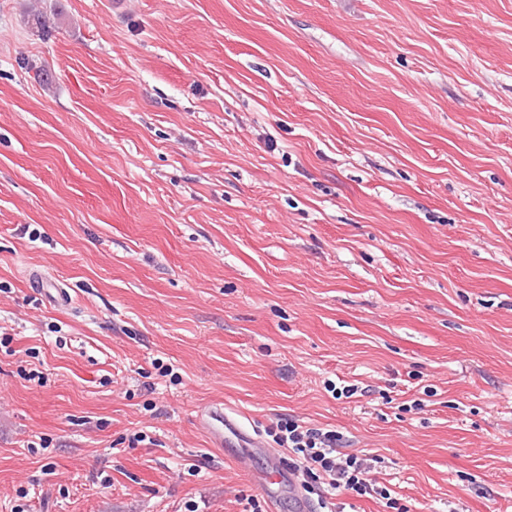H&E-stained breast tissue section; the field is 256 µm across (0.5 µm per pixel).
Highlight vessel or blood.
<instances>
[{
	"label": "vessel or blood",
	"instance_id": "vessel-or-blood-1",
	"mask_svg": "<svg viewBox=\"0 0 512 512\" xmlns=\"http://www.w3.org/2000/svg\"><path fill=\"white\" fill-rule=\"evenodd\" d=\"M199 424L209 434L216 446H224L229 439H236L244 452L267 451L263 439L244 426L239 412L224 408L211 407L202 410L198 415ZM268 466L265 471L254 474L255 483L263 487L268 494H276L284 487L293 486V476L286 469L278 452L267 451Z\"/></svg>",
	"mask_w": 512,
	"mask_h": 512
}]
</instances>
